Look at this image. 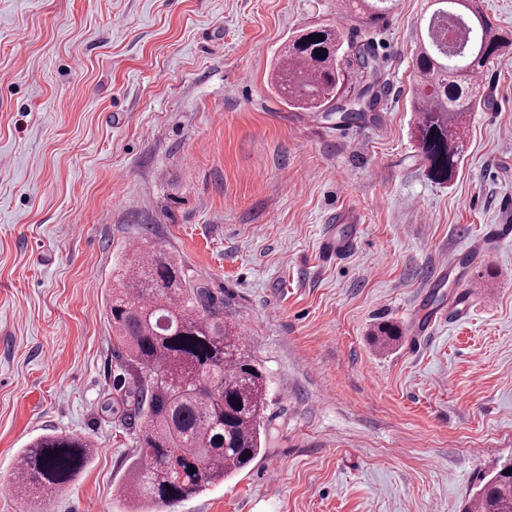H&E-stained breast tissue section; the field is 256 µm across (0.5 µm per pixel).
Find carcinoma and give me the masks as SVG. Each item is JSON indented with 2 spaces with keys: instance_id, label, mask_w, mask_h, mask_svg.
<instances>
[{
  "instance_id": "1",
  "label": "carcinoma",
  "mask_w": 512,
  "mask_h": 512,
  "mask_svg": "<svg viewBox=\"0 0 512 512\" xmlns=\"http://www.w3.org/2000/svg\"><path fill=\"white\" fill-rule=\"evenodd\" d=\"M393 0H356L364 27L387 22ZM427 42L418 46L413 111L417 149L428 175L450 180L462 156L463 119L481 105L476 77L512 55V34L499 31L477 0H435ZM316 34L324 37L317 42ZM271 85L289 107L336 112L356 123L386 87L370 46L340 27L314 26L290 40ZM107 317L118 360L137 371L126 405L138 454L123 501L128 512H163L249 465L261 451L266 376L224 322V301L186 278L165 251L128 250L122 287ZM95 453L81 436L51 431L17 454L12 480L22 500L36 489L62 490ZM465 512H512V473L483 478Z\"/></svg>"
}]
</instances>
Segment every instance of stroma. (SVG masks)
I'll use <instances>...</instances> for the list:
<instances>
[{
    "instance_id": "1",
    "label": "stroma",
    "mask_w": 512,
    "mask_h": 512,
    "mask_svg": "<svg viewBox=\"0 0 512 512\" xmlns=\"http://www.w3.org/2000/svg\"><path fill=\"white\" fill-rule=\"evenodd\" d=\"M428 6L368 29L347 0H0V512H25L12 467L49 430L97 448L52 512H124L135 382L106 304L135 246L223 298L267 377L258 457L175 512H463L512 461V240L433 285L512 198V56L433 182L411 107ZM314 25L370 43L387 81L345 133L270 88Z\"/></svg>"
}]
</instances>
